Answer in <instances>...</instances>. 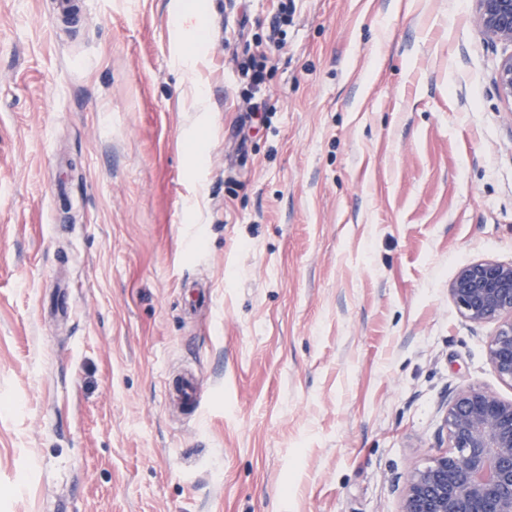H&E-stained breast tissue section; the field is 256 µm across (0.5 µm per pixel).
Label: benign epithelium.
I'll return each instance as SVG.
<instances>
[{
	"label": "benign epithelium",
	"instance_id": "1",
	"mask_svg": "<svg viewBox=\"0 0 512 512\" xmlns=\"http://www.w3.org/2000/svg\"><path fill=\"white\" fill-rule=\"evenodd\" d=\"M481 35L512 46V0H474ZM499 97L512 104V54L496 68ZM463 318L494 324L486 357L512 385V262L477 259L448 287ZM448 450L406 479L399 512H512V401L480 386L459 389L444 416Z\"/></svg>",
	"mask_w": 512,
	"mask_h": 512
}]
</instances>
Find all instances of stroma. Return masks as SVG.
Listing matches in <instances>:
<instances>
[{"mask_svg":"<svg viewBox=\"0 0 512 512\" xmlns=\"http://www.w3.org/2000/svg\"><path fill=\"white\" fill-rule=\"evenodd\" d=\"M199 4L186 68L179 0H0V512H398L458 389L512 400L448 294L512 262L472 0ZM172 395L191 413L199 415L205 407L204 397L200 391L197 379L187 374L178 378L172 387Z\"/></svg>","mask_w":512,"mask_h":512,"instance_id":"35a3bbf8","label":"stroma"}]
</instances>
